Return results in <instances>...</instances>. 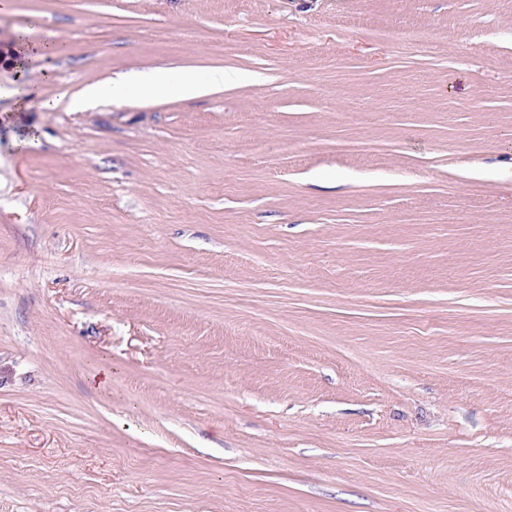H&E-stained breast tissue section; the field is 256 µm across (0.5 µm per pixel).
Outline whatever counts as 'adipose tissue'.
<instances>
[{
    "label": "adipose tissue",
    "mask_w": 512,
    "mask_h": 512,
    "mask_svg": "<svg viewBox=\"0 0 512 512\" xmlns=\"http://www.w3.org/2000/svg\"><path fill=\"white\" fill-rule=\"evenodd\" d=\"M224 85V72L210 71L204 78H174L167 69L150 73L129 72L115 77L89 83L71 97L73 108L81 110L96 104L106 97L116 96L125 90L137 89L140 96L151 98L159 94L179 98H196Z\"/></svg>",
    "instance_id": "obj_1"
}]
</instances>
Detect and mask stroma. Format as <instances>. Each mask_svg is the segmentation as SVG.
Returning a JSON list of instances; mask_svg holds the SVG:
<instances>
[{
    "label": "stroma",
    "instance_id": "1",
    "mask_svg": "<svg viewBox=\"0 0 512 512\" xmlns=\"http://www.w3.org/2000/svg\"><path fill=\"white\" fill-rule=\"evenodd\" d=\"M0 512H512V0H10ZM30 32L31 27H25L20 30L15 48L13 49V53L16 57L21 56L24 59L44 58L47 55L58 54L62 50V44L57 39L56 34L47 33L41 41L32 43L28 39ZM224 69H214L204 78H174L168 69H159L151 73L129 72L116 77L89 83L71 97V104L77 110L96 104L106 97L136 88L143 98H152L158 94L170 97L196 98L208 94L213 89L224 86ZM67 94V92H62L57 98H40L37 93L28 88L16 93L15 102L19 110H27L34 102H37L42 111L51 112L57 106L58 99L66 97Z\"/></svg>",
    "mask_w": 512,
    "mask_h": 512
}]
</instances>
